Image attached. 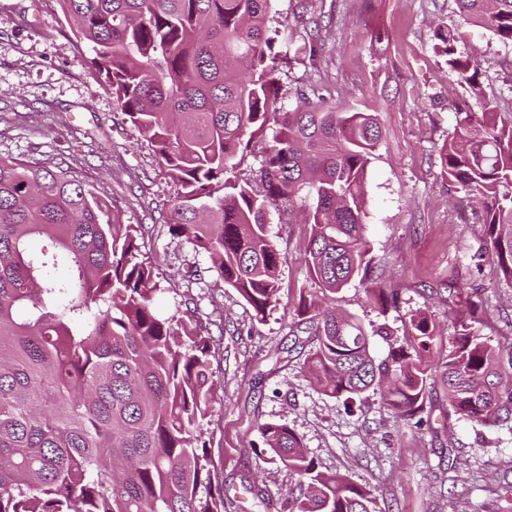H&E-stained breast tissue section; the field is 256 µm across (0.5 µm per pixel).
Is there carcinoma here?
<instances>
[{
    "label": "carcinoma",
    "mask_w": 512,
    "mask_h": 512,
    "mask_svg": "<svg viewBox=\"0 0 512 512\" xmlns=\"http://www.w3.org/2000/svg\"><path fill=\"white\" fill-rule=\"evenodd\" d=\"M59 2L180 187L160 208L169 234L206 254L258 316L278 302L287 261L269 236V210L291 212L301 192L313 196L303 261L316 293L300 296L288 323L293 345L308 349L312 385L351 400L390 376L384 404L418 425L436 387L473 424L512 423V348L463 323L435 358L428 310L409 311L398 339L386 327L367 333L336 307L359 275L381 312L400 305L398 292L371 278L366 240L367 172L381 129L370 113L338 111L305 92L281 111L271 0ZM455 2L463 20L512 44V0ZM436 39L435 52L482 109L458 118L440 149L448 181L478 204L485 226L469 259L512 285V119L482 95L479 65L458 52L453 31ZM317 57L309 35L288 65L307 69ZM272 119L279 130L260 167L242 175ZM109 211L67 168L0 157V512H225L224 489L200 495L211 481L201 428L213 389L210 334L188 314L156 316L155 265L138 226ZM372 335L389 342L378 364ZM259 432L300 477L293 512H375L370 491L318 471L288 426L263 423Z\"/></svg>",
    "instance_id": "cac0c4a2"
}]
</instances>
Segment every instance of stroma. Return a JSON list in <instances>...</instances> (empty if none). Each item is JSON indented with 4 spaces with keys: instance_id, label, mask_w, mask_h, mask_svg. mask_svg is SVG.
<instances>
[{
    "instance_id": "35a3bbf8",
    "label": "stroma",
    "mask_w": 512,
    "mask_h": 512,
    "mask_svg": "<svg viewBox=\"0 0 512 512\" xmlns=\"http://www.w3.org/2000/svg\"><path fill=\"white\" fill-rule=\"evenodd\" d=\"M271 14L280 46L314 30L322 43L315 67L280 64V104L294 108L299 93L314 90L337 109L374 114L383 131L367 172L366 237L374 276L397 289L401 303L374 309L355 280L338 306L365 328L384 324L398 334L409 310H428L442 356L466 316L456 296L462 290L483 303L475 330L512 344V285L466 257L484 227L448 183L439 154L457 112L480 105L435 53L434 33L454 29L458 50L480 65L486 97L511 114L512 48L465 22L455 0H272ZM93 57L59 0H0V155L62 163L97 190L117 221L140 225L142 252L156 264V314L188 310L210 332L214 387L202 429L211 484L237 500L230 512H292L300 492L298 475L264 448L261 423L291 428L319 471L370 490L379 512H512V495L501 489L512 483V427L472 426L436 391L417 427L388 410L379 392L347 402L310 385L288 324L300 295L313 289L301 222L313 198L299 199L293 215L269 213V234L288 260L276 306L256 318L210 270L207 255L159 223V205L179 187L127 121ZM191 264L200 279L185 277Z\"/></svg>"
}]
</instances>
